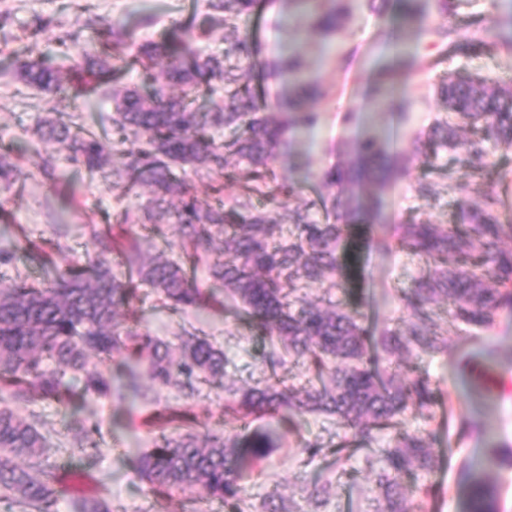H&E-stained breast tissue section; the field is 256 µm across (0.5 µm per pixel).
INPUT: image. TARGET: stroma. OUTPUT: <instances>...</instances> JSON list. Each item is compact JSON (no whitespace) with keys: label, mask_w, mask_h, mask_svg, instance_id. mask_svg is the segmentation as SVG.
Listing matches in <instances>:
<instances>
[{"label":"stroma","mask_w":512,"mask_h":512,"mask_svg":"<svg viewBox=\"0 0 512 512\" xmlns=\"http://www.w3.org/2000/svg\"><path fill=\"white\" fill-rule=\"evenodd\" d=\"M335 7L342 11V21L324 32L313 27L301 8L285 0H257L245 22L253 53L242 66L269 112L277 111L288 93L287 78L271 77L265 71L277 58L300 55L307 64L305 78L321 87L322 95L314 102L321 115L319 126L295 132L287 149L270 163L277 181L296 188L290 206L318 200L323 192L319 174L347 165L366 135L379 136L392 154L399 175L386 187L359 189L363 196L380 195L382 206L379 216L365 217L349 229L345 301L358 309L362 326L378 341L376 365L386 378L400 380L407 364L425 375L436 391L431 419L412 407L398 426L402 432L429 434L434 455L431 470L405 478L402 495L413 500L419 487L425 491V512H465L464 491L471 481L472 462L487 458L493 449L512 448V304H500L487 329L444 323L443 351L404 359L384 342L401 325L399 295L411 287L422 262L395 248L381 250L378 242L395 241L404 224L454 223L458 196L451 187L455 184L485 182L499 200L500 222L512 224V147H490L483 165L455 161L443 149L425 155L416 150L419 140L447 120L438 89L455 75L477 73L489 82L512 87V0H459L453 32L444 42L431 32L441 18L430 11L427 30L411 27L406 43L399 47L392 45L387 26L401 21L403 0H335ZM147 8L159 13L157 24L143 32L144 39L154 40L188 21L192 0H93L90 13L132 19ZM0 10L10 15L0 30V140L20 149L19 172L9 180L0 179V207L12 216L11 223H0V250L51 239L57 245L52 256L63 264L94 251L92 227L106 228L112 238L127 241L139 233V225H112L108 219L124 210L137 212L138 199L119 196L110 181L90 177L69 161L66 150L39 142L34 133L36 116L72 115V101L56 91L25 86L15 76L17 53L37 18L52 20L37 39V51L48 64L63 68L67 62L57 54L53 35L80 28L87 15L65 8L63 0H0ZM476 37L491 42V50L464 52L463 44ZM404 53L415 55L422 67L400 85L393 107H383L369 92L373 66ZM46 158L54 168L50 177L40 169ZM421 182L431 184L432 201L417 195L415 187ZM194 277L199 288L211 291L206 266H199ZM211 293L204 310L184 313L159 308L155 295L142 297L136 303L139 329L172 342L182 324L193 323L223 344L228 380L239 387L253 385L268 372L263 358L268 344L239 316L236 306L225 304L221 292ZM167 408L188 409L192 429L199 433L272 430L268 456L252 465L244 480L247 503L260 505L273 491L280 495L284 512H378L382 504L374 477L382 468L379 451L387 447L388 436L354 441L324 415L303 416L292 426L274 415L245 416L225 409L223 397L212 392L188 398L169 387L161 390L155 403L114 396L85 399L78 413L99 430V462L87 477L66 476L68 490L58 502V512H76L78 500L93 494L108 499L113 512H224L217 502L192 506L182 495H154L140 479L137 460L151 446L155 415ZM20 409L36 415L44 431L59 440L54 452L57 462L69 463L74 434L66 429L62 409L43 400L21 403ZM315 442L319 451L307 453V445ZM317 480L330 484L322 502L311 494Z\"/></svg>","instance_id":"obj_1"}]
</instances>
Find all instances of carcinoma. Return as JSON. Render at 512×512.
<instances>
[{
	"label": "carcinoma",
	"mask_w": 512,
	"mask_h": 512,
	"mask_svg": "<svg viewBox=\"0 0 512 512\" xmlns=\"http://www.w3.org/2000/svg\"><path fill=\"white\" fill-rule=\"evenodd\" d=\"M310 4L316 26L335 28L340 13ZM254 0H204L193 13L191 26L142 42L138 26L104 17L89 18L75 32L58 37L63 54L71 57L69 77L42 60L21 64L19 78L44 91H63L73 100L101 94L112 101V145L98 129L70 118H39L35 132L42 142L62 145L70 159L90 175L112 169V188L123 195L148 197L141 204L150 231L163 236L162 223L180 228L186 260L174 261L151 253L133 236L119 246L95 235L97 248L80 263L59 267L40 249L28 248L31 259L44 270V283L25 280L0 283V497L12 500L20 512H54L61 490V466L50 461L49 438L32 416L14 403L33 396L65 406L75 398L66 377L81 384L83 394L107 396L112 376L105 368L109 357L134 348L146 355L148 383H139L135 367L128 366V386L141 400L152 402L159 389L179 386L193 396L199 386L224 392L225 406L248 413L288 416L323 414L336 419L339 429L363 440L388 430L408 406L425 415L435 394L429 380L408 373L402 383L385 381L371 365V341L359 323L358 312L337 294L346 293L345 256L340 245L350 226L378 211L381 200L343 197V184L386 185L393 175L391 154L377 139L358 144L351 164L323 171L319 180L327 195L323 209L334 221L315 220L311 207L288 210V224L274 220L267 209L253 204L255 196L271 204L293 195L294 187L272 177L270 161L278 147L288 144V133L314 129L319 112L309 107L318 86L302 77L304 62L290 56L271 66L272 74L291 75L283 116L272 121L246 85L240 61L251 57L247 34L238 21L248 15ZM429 0H406V16L425 28ZM222 27L233 33L224 38V50L208 53L201 39ZM409 56L378 66L374 93L387 106L394 104L397 77L418 69ZM141 72L143 88L123 85L125 75ZM218 85L220 100L208 99L194 108L192 93ZM441 97L457 126H438L427 144L470 160L486 157L491 144L512 146V88L501 87L465 73L441 87ZM230 135L216 143L212 130ZM238 165L235 178L242 192L230 202L211 200L192 192L187 170L223 172L229 159ZM14 170L13 148L0 144V178ZM459 221L454 224H405L398 238L401 248L424 264L414 286L401 296L407 313L395 349L413 356L442 349L441 326L434 306L448 305V317L464 325L488 327L497 304L512 303V224H502L493 210L495 199L482 184L458 185ZM483 196L485 206L468 203ZM234 257L224 260V252ZM123 256L124 271L112 270V252ZM213 255L208 278L224 289L241 308L256 333L269 343V376L239 390L224 379V348L195 327L182 328L177 343L139 333L124 312L142 286L160 296L173 311L200 307L206 296L187 273L186 261L199 252ZM317 285L323 290L312 301L300 290ZM310 362L316 382L297 387L277 373L282 357ZM87 443L79 445L76 464L85 473L93 467L98 443L95 428L73 421ZM267 435L224 436L192 432L161 434L154 448L138 459V473L151 488L166 494L186 493L195 501L218 500L224 512H242V480L247 466L265 457ZM384 466L377 476L385 501L383 512H408L398 488L401 479L432 463L429 435L418 431L398 435L382 450ZM467 512H498L496 490L481 475L468 486ZM79 512H112L109 502L87 497Z\"/></svg>",
	"instance_id": "cac0c4a2"
}]
</instances>
